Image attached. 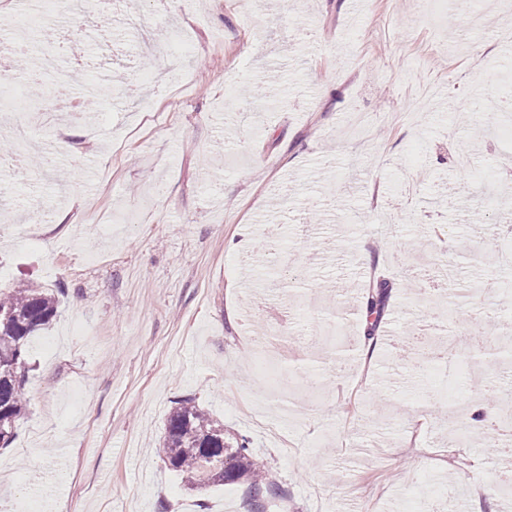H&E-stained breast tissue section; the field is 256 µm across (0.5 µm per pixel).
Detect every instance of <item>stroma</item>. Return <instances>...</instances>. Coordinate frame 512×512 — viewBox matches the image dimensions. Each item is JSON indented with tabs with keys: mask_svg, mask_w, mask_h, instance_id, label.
<instances>
[{
	"mask_svg": "<svg viewBox=\"0 0 512 512\" xmlns=\"http://www.w3.org/2000/svg\"><path fill=\"white\" fill-rule=\"evenodd\" d=\"M88 0L82 37L39 0L8 67L0 288L64 289L29 342L28 410L0 512H253L188 489L160 450L180 397L245 436L265 512H512L487 445L501 356L447 373L400 343L430 324L512 339V8L500 0ZM77 106L52 108L44 57ZM70 143L61 150L60 139ZM54 165L37 168L32 157ZM282 249L256 246L263 229ZM446 257L457 286L411 294ZM389 298L364 360L363 292ZM336 326L346 351L314 338ZM486 414L474 417L476 407Z\"/></svg>",
	"mask_w": 512,
	"mask_h": 512,
	"instance_id": "35a3bbf8",
	"label": "stroma"
}]
</instances>
